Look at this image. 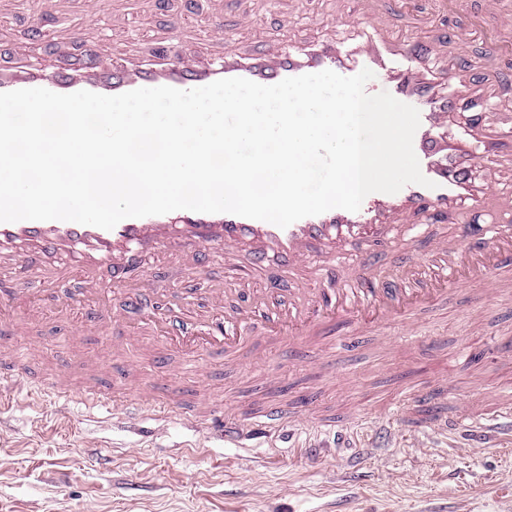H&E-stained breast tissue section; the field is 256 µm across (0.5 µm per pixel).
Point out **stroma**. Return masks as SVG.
<instances>
[{
	"mask_svg": "<svg viewBox=\"0 0 512 512\" xmlns=\"http://www.w3.org/2000/svg\"><path fill=\"white\" fill-rule=\"evenodd\" d=\"M37 23L28 0H13L0 14V51L28 40L37 27L56 32L83 30L88 20L80 0ZM128 0L137 20L119 35L123 17H103L97 33L118 58H151L156 35L171 27L210 18V0ZM349 0H277L257 26L238 31L236 47L248 50L257 40L305 43L325 32L321 24L330 6ZM292 24H276V13ZM150 265L170 293L193 291L204 301L201 282L166 254ZM417 324L427 337L416 341L394 324L385 335L354 334L340 325L336 374L312 383L318 371L316 349L290 352L279 346L262 363L225 360L200 349L189 360L162 344L126 355L112 367V381L134 374L136 381L168 399L179 385L183 406L202 400L246 404L259 392L297 405L300 415L348 407L396 409L405 390L424 387L448 375L449 409L467 403H492L500 386L512 382V296L491 300L483 289L461 288L443 307L421 313ZM71 322L43 316L26 335L0 342L23 349L37 343L42 365H80L108 356L105 335L85 336L67 352ZM395 437L358 456L339 448L318 457L297 456L281 445L215 447L187 451L189 435L180 426L148 423L150 437L112 424L106 413L73 410L66 428H58L53 406L41 401L0 413V512H507L512 507V451L465 429L448 435L421 434L399 419Z\"/></svg>",
	"mask_w": 512,
	"mask_h": 512,
	"instance_id": "1",
	"label": "stroma"
}]
</instances>
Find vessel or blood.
Segmentation results:
<instances>
[{
	"instance_id": "b4317fda",
	"label": "vessel or blood",
	"mask_w": 512,
	"mask_h": 512,
	"mask_svg": "<svg viewBox=\"0 0 512 512\" xmlns=\"http://www.w3.org/2000/svg\"><path fill=\"white\" fill-rule=\"evenodd\" d=\"M483 7L494 20L493 54L512 53V0H483ZM402 9L401 0H352L351 8L327 22L326 35L315 41H263L241 52L229 45L233 28L257 22L245 5L233 26L217 20L195 29L200 54L184 53L182 34L174 31L149 62L112 60L98 43L88 42L68 64L52 67L40 59L42 37L18 46L0 60V92L45 88L59 94L86 90L117 95L160 86L189 90L237 77L273 85L323 70L350 77L370 69L381 90L418 109L413 147L432 185L409 184L394 194L374 192L358 211L335 208L285 228L229 213L188 210L179 224L169 223L163 214L127 218L110 230L63 220L0 222V266L24 273L40 266L39 285L52 292L62 310L70 307L69 284L79 282L83 293L97 298L100 313L88 327H77L76 335L89 328L109 330L116 355L161 340L183 345L208 336L219 337L212 350L221 357L260 355L286 341L327 335L339 322L357 331L412 324L418 310L435 308L464 285L495 294L512 286V276L505 272L512 263V190L505 188L497 163L512 136V114L493 109L498 76L476 72L462 56L449 60V47L465 48L472 29L431 33L421 18L416 36H398L394 27ZM339 27L360 29L359 40L338 38ZM222 41L227 44L224 53L205 58V50ZM461 101L475 115L468 131L457 135L451 127ZM483 158L493 164L482 179H474L472 170ZM472 205L487 216V223H471ZM447 222L454 224V234L441 233ZM404 224L414 232L418 254L383 262ZM160 253L195 269L220 261L226 285L207 289L208 305L197 317H188V302L182 299L161 317L128 326L130 313L159 293L157 276L145 267ZM24 369V361L0 349V380L9 379L11 390L8 398H0V411L19 399H35V392L22 383ZM110 371L109 364L88 361L79 386L67 368L52 369L50 388L58 414L84 408L134 420L157 406L154 393L142 387L116 400L106 398L98 379ZM165 414L195 432L199 448L216 442L237 448L256 433H279L296 423L287 405L263 396L253 397L244 409L202 401L189 409L169 405ZM299 423L308 436L303 450L310 456L317 453L313 436L331 428L360 433L367 448L375 435L390 437L396 428L389 411L343 417L323 412ZM459 426L511 433L512 392L501 391L480 412L462 405L452 415L430 418L426 428L445 433Z\"/></svg>"
}]
</instances>
